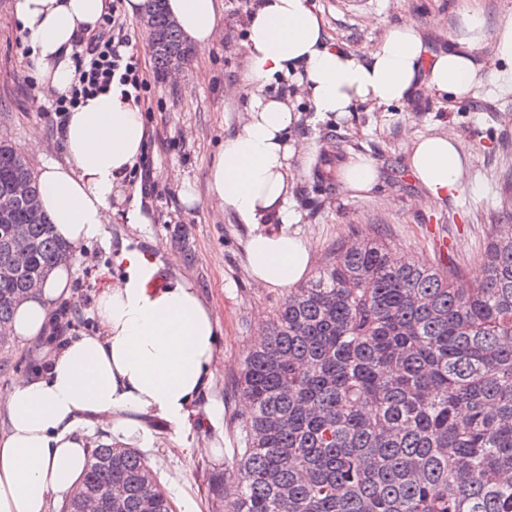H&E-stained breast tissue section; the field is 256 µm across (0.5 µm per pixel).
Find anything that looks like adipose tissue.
<instances>
[{
  "mask_svg": "<svg viewBox=\"0 0 512 512\" xmlns=\"http://www.w3.org/2000/svg\"><path fill=\"white\" fill-rule=\"evenodd\" d=\"M107 7L108 0H13L36 91H69L73 42L94 30ZM166 9L198 54H207L221 26L217 0H166ZM246 29V116L213 154L207 188L213 207L251 227L250 277L283 291L308 277L312 253L290 229L297 218L288 206L289 160L303 149L293 134L299 115L287 98L266 92L269 82L293 76L322 120L361 105H400L416 91L461 100L476 87L512 82V16L492 26L467 12L462 35L439 54L428 52L411 22L390 27L366 52L339 48L313 0H259ZM488 46L495 66H477L474 55ZM59 135L65 159L44 163L41 205L56 237L78 250L106 240L115 204L131 192L130 172L147 146L145 116L115 86L69 112ZM407 167L432 205L464 185L465 160L444 133L415 139ZM338 175L356 196L379 185L376 161L361 155L348 157ZM119 257L122 276L96 297L95 334L61 344L51 336L56 310L71 295L66 264L17 306L7 326V341L40 344L42 367L0 392V512H49L71 493L88 459L85 426L101 424L122 445L146 441L148 415L182 430L213 378L221 334L213 308L187 281L143 265L137 252ZM154 277L159 287H148Z\"/></svg>",
  "mask_w": 512,
  "mask_h": 512,
  "instance_id": "adipose-tissue-1",
  "label": "adipose tissue"
}]
</instances>
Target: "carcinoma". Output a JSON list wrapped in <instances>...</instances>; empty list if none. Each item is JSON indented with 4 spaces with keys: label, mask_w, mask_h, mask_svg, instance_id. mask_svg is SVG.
<instances>
[{
    "label": "carcinoma",
    "mask_w": 512,
    "mask_h": 512,
    "mask_svg": "<svg viewBox=\"0 0 512 512\" xmlns=\"http://www.w3.org/2000/svg\"><path fill=\"white\" fill-rule=\"evenodd\" d=\"M156 68L190 47L147 0ZM39 183L0 142V192ZM28 226L29 276L47 278L75 251L28 206L0 217V324L24 299L9 272L3 228ZM484 277L457 287L440 269L377 240L341 246L288 294L233 376L250 402L235 477L210 483L214 512H512V224H493ZM114 493L112 512H174L134 448L99 444L62 512L89 492Z\"/></svg>",
    "instance_id": "cac0c4a2"
}]
</instances>
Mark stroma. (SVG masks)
<instances>
[{
	"label": "stroma",
	"instance_id": "stroma-1",
	"mask_svg": "<svg viewBox=\"0 0 512 512\" xmlns=\"http://www.w3.org/2000/svg\"><path fill=\"white\" fill-rule=\"evenodd\" d=\"M328 34L347 49L373 48L385 31L414 22L429 51H447L461 12L474 9L488 20L512 14V0H314ZM222 25L206 57L190 56L179 72L163 76L156 69L138 21L128 20L150 90L140 100L148 130L147 150L131 173L140 188L146 224L128 223L116 213L109 244L81 248L72 262L73 294L61 318V336L94 334L98 329L96 295L107 277H119L121 248L159 254L164 273L194 284L213 307L222 336L219 363L209 387L193 405L188 428L147 417L149 441L140 451L154 466L169 492L175 512H212L207 487L212 475L232 468L243 443L247 403L231 384L247 352L258 341L285 294L255 283L244 261L250 228L229 211L207 201L206 171L219 143L245 116L248 101L246 60L242 43L252 0H221ZM12 17V0H0V139L26 155L32 168L62 160L58 119L47 99L33 94L34 68ZM267 92L288 98L300 119L294 129L307 150L290 160L291 208L298 230L308 241L314 267H321L343 245L378 238L401 257L430 266L445 258L462 267V285L483 276L480 261L490 225L512 224V88L481 86L463 100L415 95L385 109L359 106L334 120H320L291 79L283 77ZM40 130L38 150L29 147L32 130ZM445 133L458 141L467 160L464 186L440 206L425 204L405 158L411 143L427 133ZM352 154L372 157L381 182L367 197L347 193L339 181H319L323 159L341 163ZM196 197L183 201L184 189ZM448 238V253L434 248L435 237ZM165 252H156L155 241ZM38 349L17 342L0 344V391L14 379L34 372ZM192 441L203 455L181 449Z\"/></svg>",
	"mask_w": 512,
	"mask_h": 512
}]
</instances>
